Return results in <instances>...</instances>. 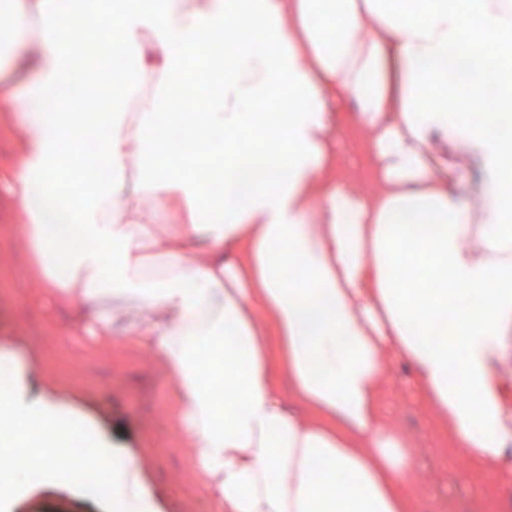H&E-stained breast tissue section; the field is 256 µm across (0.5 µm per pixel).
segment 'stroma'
Returning <instances> with one entry per match:
<instances>
[{
	"instance_id": "stroma-1",
	"label": "stroma",
	"mask_w": 512,
	"mask_h": 512,
	"mask_svg": "<svg viewBox=\"0 0 512 512\" xmlns=\"http://www.w3.org/2000/svg\"><path fill=\"white\" fill-rule=\"evenodd\" d=\"M17 222L7 194L0 191V353L34 363L30 380L52 402L85 418L87 440L135 461L134 483L144 512H213L191 471L187 438L168 410L169 377L148 352L119 338L108 351L93 350L77 332L67 345L56 344L58 332L69 329V313L29 278L27 256L12 234ZM390 376L394 394L388 411L426 434L424 416L404 393L409 371L397 366ZM422 463L436 481L421 491L419 512H433L449 495L456 512H471L464 467H446L431 448L425 449ZM110 496V487L92 488L64 471L40 470L9 494H0V512H109Z\"/></svg>"
}]
</instances>
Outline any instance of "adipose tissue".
Segmentation results:
<instances>
[{
	"label": "adipose tissue",
	"mask_w": 512,
	"mask_h": 512,
	"mask_svg": "<svg viewBox=\"0 0 512 512\" xmlns=\"http://www.w3.org/2000/svg\"><path fill=\"white\" fill-rule=\"evenodd\" d=\"M126 65L87 71L107 97L99 152L112 182L75 207L86 241L47 231L73 112L41 104L73 80L67 33L87 0H0V105L16 154L0 173L19 222L30 278L72 313V328L108 349L149 350L173 383L171 412L214 512H418L424 440L484 488L473 512H501L512 483V141L448 109V65L492 44L512 56V0H108ZM260 30L263 51L239 39ZM228 35L212 58L216 88L196 113L192 146L216 131L261 128L276 168L235 193L246 162L224 149V193L204 176L161 167L154 133L187 67L185 50ZM288 89L292 109L260 123L256 104ZM347 102L374 180L362 186L336 149ZM457 147L453 165L434 148ZM448 271L444 288H410L405 247ZM474 309L449 306L458 287ZM443 320L438 339L417 319ZM224 383L216 402L200 375L205 351ZM412 372L420 438L390 417V366ZM82 420L33 389H0V426Z\"/></svg>",
	"instance_id": "obj_1"
}]
</instances>
